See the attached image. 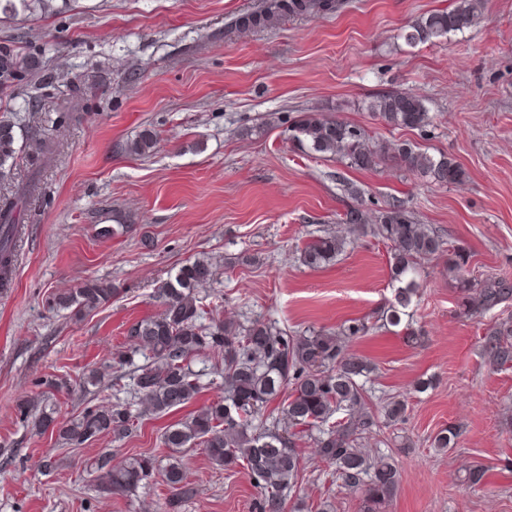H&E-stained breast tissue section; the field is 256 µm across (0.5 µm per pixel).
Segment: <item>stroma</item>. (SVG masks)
I'll return each instance as SVG.
<instances>
[{
  "label": "stroma",
  "mask_w": 512,
  "mask_h": 512,
  "mask_svg": "<svg viewBox=\"0 0 512 512\" xmlns=\"http://www.w3.org/2000/svg\"><path fill=\"white\" fill-rule=\"evenodd\" d=\"M262 3L70 0L58 14L0 22V46L27 63L23 82L0 88V119L57 144L27 207L12 280L0 287V512H254L245 471L215 466L199 450L188 454L189 496L157 477L104 494L89 472L106 448L113 461L143 454L164 468V427L223 397L210 354L191 361L196 399L169 415L143 411L133 390L145 359L129 353L127 330L161 312L157 288L198 258L215 271L198 291L204 322L260 318L296 334L368 320L370 331L347 349L377 366L366 403L378 422L361 448L388 456L400 475L381 512H512V368L493 366L482 348L486 327L512 322V296L468 310L446 258L422 260L411 310L422 336L409 343L381 320L392 298L386 243L365 235L328 265L299 260L306 242L347 234L341 219L355 201L374 211L398 199L418 223L467 248L469 276L512 285V0H486L476 27L415 47L402 38L407 25L452 0H346L333 14L226 38ZM392 91L422 98L430 124L374 120L367 102ZM307 114L350 122L377 142L446 153L466 178L440 187L391 163L356 171L307 154L288 137ZM147 127L158 135L154 152H128ZM347 182L361 199L344 192ZM89 279L112 281L109 305L79 320L55 307ZM92 368L105 383L88 394L77 382ZM52 376L71 385L41 399L40 382ZM398 399L405 417L386 423L383 408ZM115 402L138 414L119 441L74 446L33 429L45 414L64 422ZM444 428L456 433L452 447L431 448ZM299 452L294 499L363 512L362 492L333 478L310 438ZM475 465L488 468L489 482L474 491L463 479Z\"/></svg>",
  "instance_id": "35a3bbf8"
}]
</instances>
